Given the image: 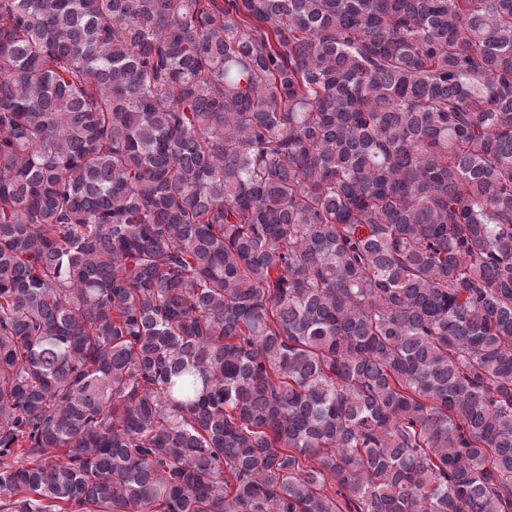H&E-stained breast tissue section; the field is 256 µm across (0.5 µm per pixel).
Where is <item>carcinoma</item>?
<instances>
[{
  "label": "carcinoma",
  "mask_w": 512,
  "mask_h": 512,
  "mask_svg": "<svg viewBox=\"0 0 512 512\" xmlns=\"http://www.w3.org/2000/svg\"><path fill=\"white\" fill-rule=\"evenodd\" d=\"M0 512H512V0H0Z\"/></svg>",
  "instance_id": "obj_1"
}]
</instances>
